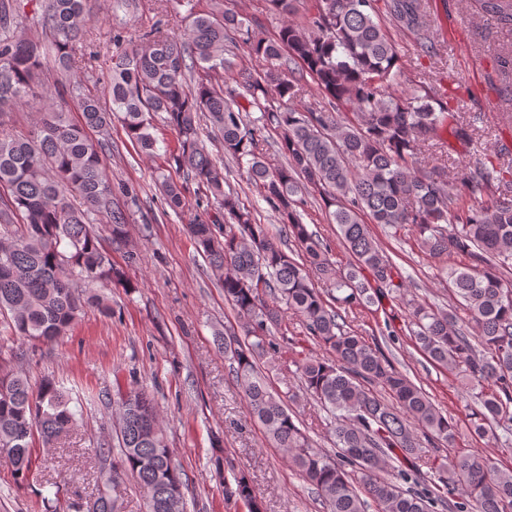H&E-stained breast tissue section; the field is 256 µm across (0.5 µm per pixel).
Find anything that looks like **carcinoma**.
Instances as JSON below:
<instances>
[{"label": "carcinoma", "instance_id": "1", "mask_svg": "<svg viewBox=\"0 0 512 512\" xmlns=\"http://www.w3.org/2000/svg\"><path fill=\"white\" fill-rule=\"evenodd\" d=\"M190 2L166 0L185 22L180 38L157 26L144 34L146 46L130 49L121 34L113 35L107 95L75 85L83 122L73 123L55 107L49 79L75 76L97 58L77 43L85 0H45L41 31L31 34L21 30L11 0H0V124L18 105L41 109L30 134H0V188L8 192L0 196V314L8 315V329L30 341H52L67 334L86 305L109 312L104 298L79 292L89 284H127L98 231L102 224L121 240L130 216L129 206L113 202L105 165L109 130L119 122L133 145L152 152L157 116L175 133L167 167L155 178L165 203L182 210L192 182L205 191L211 209L188 225V233L241 323L244 339L224 333V354L249 414L326 512H366L371 504L377 512H434L456 489L464 495L458 512H512V469L491 458L457 451L421 490L403 487L412 479L406 470L385 475L388 460L414 459L424 442L454 447L460 427L356 324L385 291L403 288L370 224L411 233L426 253L448 261V289L467 320L457 317L458 305L446 309L409 299L410 339L460 379L470 431L512 433V194L498 190L512 162L503 169L478 161L461 177L437 166L426 170L420 147H443V126L468 142L475 128L436 110L440 100L432 88L421 86L408 99L386 94L399 71L390 29L411 36L426 52L433 49L423 21L427 0H387L384 18L376 0H313L306 29L288 23L273 39L247 30V59L231 50L243 27L238 16L221 6L196 12ZM181 6L188 7L184 16ZM481 9L488 19L512 25V0H481ZM254 57L267 67L254 69ZM231 67L249 106L261 112V128L278 134L285 162L264 161L262 135L236 90L224 87V70ZM307 78L327 107L290 105ZM344 106L354 112L339 122L336 111ZM212 137L222 141L225 156L247 161V181L280 216L283 241L293 243L296 256L256 222L238 193L224 190V160L205 144ZM476 190L490 192V204L464 205V195ZM314 194L354 258L347 267L302 222L300 209ZM290 319L331 354L288 348L302 389L330 413L334 456L295 423L259 365L280 351L274 332ZM129 395L115 427L121 469L113 467L108 444L94 450L102 485L98 512H112L110 490L123 469L135 476L145 512H174L173 502L186 500L187 484L153 398L142 389ZM72 402L54 379L34 387L25 373L0 367V457L12 464L19 484L32 478V439L50 447L77 425ZM224 492L248 512H265L243 470Z\"/></svg>", "mask_w": 512, "mask_h": 512}]
</instances>
